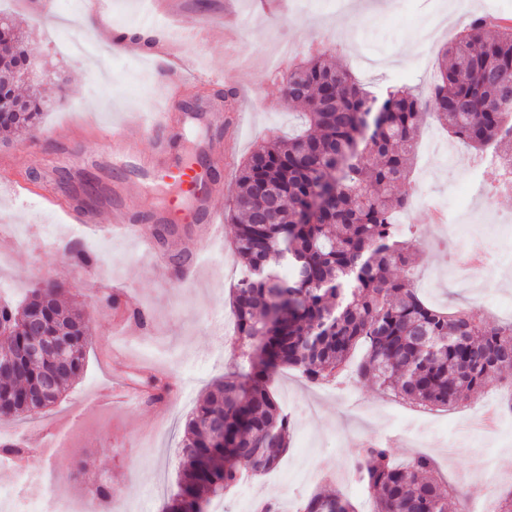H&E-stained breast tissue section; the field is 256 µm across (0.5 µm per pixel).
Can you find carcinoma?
Here are the masks:
<instances>
[{"label":"carcinoma","instance_id":"obj_1","mask_svg":"<svg viewBox=\"0 0 512 512\" xmlns=\"http://www.w3.org/2000/svg\"><path fill=\"white\" fill-rule=\"evenodd\" d=\"M489 19L475 15L445 50L426 95L390 88L365 92L346 69L317 52L288 70L284 98L301 106L303 128L258 144L242 164L227 220L243 259L233 288L232 344L248 349V367L224 374L190 416L180 455L179 490L166 512H205L243 474H263L288 448L291 422L269 385L283 368L313 385L346 376L423 408L477 398L512 373V323L490 324L476 309L429 306L414 286L415 255L393 217L407 204L408 175L428 117L467 148L512 157V27L486 41ZM23 39L0 47V90L13 93L10 62ZM58 88L35 86L0 132L30 133ZM62 283L49 281L20 303L0 305V351L14 357L0 374V417L26 418L42 379L57 392L85 367L86 312L66 307ZM68 338L64 370L22 353L27 326ZM352 468L372 512H448L433 460L394 463L390 449L368 443ZM299 512H356L339 492H317Z\"/></svg>","mask_w":512,"mask_h":512}]
</instances>
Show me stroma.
<instances>
[{
  "label": "stroma",
  "mask_w": 512,
  "mask_h": 512,
  "mask_svg": "<svg viewBox=\"0 0 512 512\" xmlns=\"http://www.w3.org/2000/svg\"><path fill=\"white\" fill-rule=\"evenodd\" d=\"M37 2L0 0V10L28 32L38 68L52 70L67 94L52 103L36 134L0 143V272L15 283L9 297L15 304L46 281L65 282L61 299L84 307L91 336L83 374L36 418L0 421V443L16 439L32 448L27 465L38 473L43 496L65 495L102 512L95 487L105 477L112 482L114 512H163L177 490L186 422L212 383L237 360L236 352L219 341L220 335L233 333L229 287L241 268L231 248L235 227L225 224L220 242L203 249L194 225H177L176 238L183 240L187 253L199 256L200 268L191 280L175 269L168 250L149 254L134 241L100 232L90 233L89 248L78 241L65 243L68 219L37 197L40 190L58 187L47 181L44 159L74 148L88 155L103 152L123 113L166 108L178 117L182 111L180 102L167 101L164 94L165 58L113 50L115 32L148 33V26L139 22L149 8L147 0H109L112 22L107 30L86 26L81 13L69 11L63 0H52L50 20L40 21ZM386 2L383 10L351 18L337 15L325 0H208L203 9L197 0H181L179 14L203 24L204 39L194 41L171 27L165 28V37L180 41L199 72L226 78L236 97L222 101L214 98L213 84H190L182 102L220 109L224 120L184 128L182 138L170 140V151L190 154L202 141L215 147L235 141L236 164L221 171L216 181L223 205H230L238 192V165L251 149L266 139L287 138L300 125L299 105L283 101L282 76L289 63L279 54L287 47L299 58L327 52L378 95L397 83L426 93L443 46L463 23L451 22L426 42L421 29L451 0ZM85 40L98 46L96 56L75 51V43ZM437 131L430 123L420 135L412 178L426 197L412 201L406 212L415 231L412 245L422 261L416 286L436 306H481L488 320L512 319V230L494 236L478 233L463 244L434 223L429 204L433 198L450 199L459 216L476 214L495 228L500 217L512 216V194L493 199L484 194V185L497 178L494 169L463 171L430 157L424 142ZM15 176L27 180L32 194L9 189ZM489 243L504 256L494 274L496 288L471 289L449 278L448 261L460 247ZM81 251L89 259L83 266L75 261ZM110 296L116 297V305L107 304ZM136 308L143 311L144 323L134 321ZM117 347L129 353V360L110 359V350ZM114 378L137 386L140 404L89 406V396ZM272 392L292 422L288 451L269 473L225 492L223 512H237L238 500L254 501L264 493L276 497L280 512H297L320 490L341 491L359 512H370L369 501L347 474L364 441L386 444L400 462L417 453L431 455L443 481L458 483L461 504L487 495L483 480L458 481L482 456L495 457L504 485H512V429L480 449L460 443L454 458L443 452L465 416L480 409L481 400L464 401L450 413L421 416L387 398L371 380L351 379L343 393L313 386L292 369L280 372ZM47 425L76 448V455H56L42 447Z\"/></svg>",
  "instance_id": "stroma-1"
}]
</instances>
